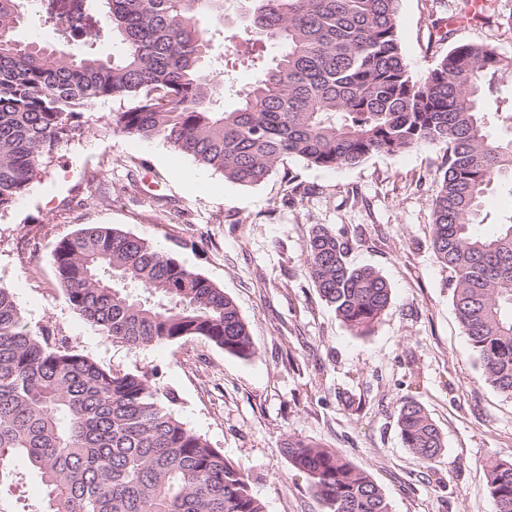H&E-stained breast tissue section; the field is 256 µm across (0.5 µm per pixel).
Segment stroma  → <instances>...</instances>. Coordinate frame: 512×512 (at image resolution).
<instances>
[{
  "label": "stroma",
  "instance_id": "obj_1",
  "mask_svg": "<svg viewBox=\"0 0 512 512\" xmlns=\"http://www.w3.org/2000/svg\"><path fill=\"white\" fill-rule=\"evenodd\" d=\"M398 15L414 76L461 44L512 56V0H399ZM439 30L449 39L430 43ZM118 108L85 106L82 135L59 143L45 176L0 213V286L29 328L52 327L104 367L154 372L178 419L248 474L265 512L325 510L288 459L294 437L346 456L391 512H494L484 466L512 461V398L484 381L455 315L451 273L432 250L439 148L336 171L289 157L241 186L162 140L116 132ZM291 175L306 193H291ZM89 224L160 244L223 288L249 324L253 354L202 337L140 349L105 340L70 308L52 265L56 242ZM317 224L347 241L351 264L391 285V304L367 335L337 317L306 273ZM410 399L444 438L428 463L400 437L397 414Z\"/></svg>",
  "mask_w": 512,
  "mask_h": 512
}]
</instances>
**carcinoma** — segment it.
Wrapping results in <instances>:
<instances>
[{
    "instance_id": "carcinoma-1",
    "label": "carcinoma",
    "mask_w": 512,
    "mask_h": 512,
    "mask_svg": "<svg viewBox=\"0 0 512 512\" xmlns=\"http://www.w3.org/2000/svg\"><path fill=\"white\" fill-rule=\"evenodd\" d=\"M0 0V211L82 132L79 110L117 101L114 130L162 139L198 165L256 185L288 157L354 167L374 154L443 150L432 200L431 246L453 273L452 302L486 383L512 398V212L478 229L497 188L512 195V115L500 86L512 57L462 44L425 75L410 72L398 35L399 0H242L226 32L224 0ZM37 4L62 19L64 41L18 37ZM119 40L107 57L94 46ZM85 46L70 51L69 40ZM262 41L269 59L254 53ZM253 81L234 85L229 64ZM231 91V110L213 106ZM348 243L323 225L306 245L320 296L357 334L391 302L371 267L346 261ZM70 307L105 339L132 349L204 337L254 353L248 324L224 289L147 240L90 224L53 250ZM149 373L105 368L47 326L29 329L0 287V494L25 460L45 490L33 512H264L249 477L188 428ZM398 427L420 460L444 441L424 407L402 405ZM292 465L311 477L326 512H391L368 474L331 448L291 438ZM495 512H512V462L486 465Z\"/></svg>"
}]
</instances>
